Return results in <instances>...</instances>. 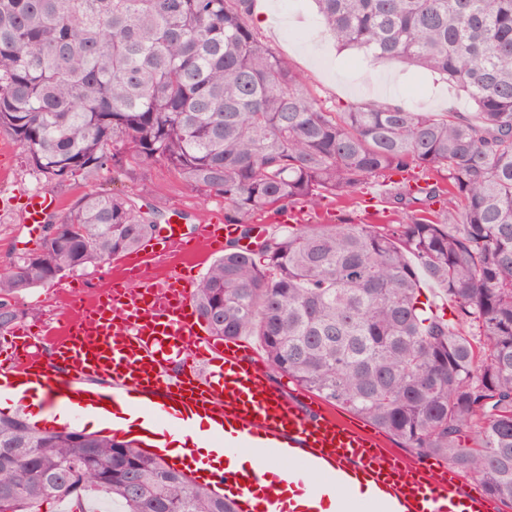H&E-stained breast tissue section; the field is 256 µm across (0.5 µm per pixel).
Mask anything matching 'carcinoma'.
Masks as SVG:
<instances>
[{
  "label": "carcinoma",
  "instance_id": "cac0c4a2",
  "mask_svg": "<svg viewBox=\"0 0 512 512\" xmlns=\"http://www.w3.org/2000/svg\"><path fill=\"white\" fill-rule=\"evenodd\" d=\"M315 4L341 47L439 75L474 118L319 103L249 22L253 0H0V131L47 179L162 162L224 200L243 238L270 210L406 176L398 224H301L227 246L192 290L198 316L511 506L512 0ZM162 217L123 193L78 199L37 250L0 265V332L25 292L138 250ZM420 269L451 319L420 305ZM50 498L236 512L128 441L0 412V512Z\"/></svg>",
  "mask_w": 512,
  "mask_h": 512
}]
</instances>
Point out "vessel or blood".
Wrapping results in <instances>:
<instances>
[{
  "label": "vessel or blood",
  "instance_id": "1",
  "mask_svg": "<svg viewBox=\"0 0 512 512\" xmlns=\"http://www.w3.org/2000/svg\"><path fill=\"white\" fill-rule=\"evenodd\" d=\"M18 206L23 223L37 226L59 205L42 191L4 199ZM233 224H200L194 233L170 224L156 246L115 260L106 286L83 306L66 311L43 358L40 342L15 330L12 351L0 359V379L24 374L50 417L86 416V380L108 388L113 411L141 407L151 425L140 441L188 430L196 414L214 419L223 437L224 464L204 469L195 449H184L181 465L207 470L244 512H327L336 486L348 492L341 512H494L484 493L464 491L447 463L424 466L385 448L376 431L342 423L303 403L284 387L269 385L243 345L207 336L197 318L192 284L184 268L201 264L236 237ZM258 461L243 463L245 449ZM289 464L288 473L276 466ZM320 484H309L311 475Z\"/></svg>",
  "mask_w": 512,
  "mask_h": 512
}]
</instances>
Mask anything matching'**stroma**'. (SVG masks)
<instances>
[{
  "label": "stroma",
  "instance_id": "35a3bbf8",
  "mask_svg": "<svg viewBox=\"0 0 512 512\" xmlns=\"http://www.w3.org/2000/svg\"><path fill=\"white\" fill-rule=\"evenodd\" d=\"M275 13L273 22L261 29L264 42L288 60L322 102L356 105L382 101L421 112H459L472 116L473 108L465 94L438 76L401 61H379L357 50L340 49L323 32L312 0H277ZM16 187L58 196L62 206L51 213L49 221L53 224L61 223L84 194L112 190L124 192L137 202L154 204L168 217L187 214L184 229L188 232L195 230L200 222L224 215L222 199L190 191L160 162L128 166L121 171L108 167L87 180L75 178L58 182L33 173L16 149L12 152L10 178L0 182V196ZM386 192V187L372 185L350 201L327 199L314 208L305 206L296 209V221L300 224H333L341 219L355 224L398 222L404 213L385 202ZM38 246V241L29 240L18 212L0 210V264ZM111 275V264L106 261L67 273L60 281L30 289L19 301L25 312L19 321L20 327L35 336L45 335L61 322L60 286H100Z\"/></svg>",
  "mask_w": 512,
  "mask_h": 512
}]
</instances>
